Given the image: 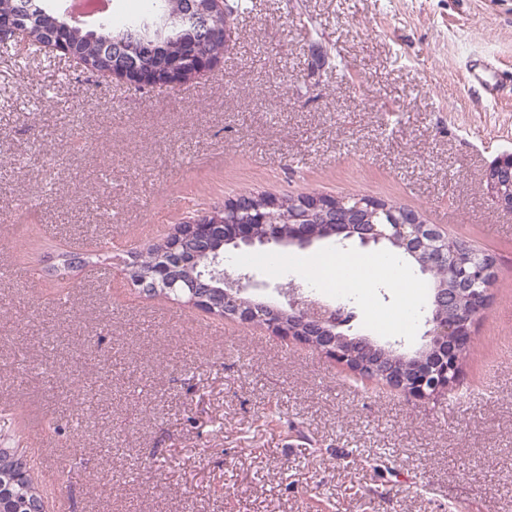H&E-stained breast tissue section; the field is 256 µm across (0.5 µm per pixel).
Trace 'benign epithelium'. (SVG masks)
<instances>
[{
  "label": "benign epithelium",
  "mask_w": 512,
  "mask_h": 512,
  "mask_svg": "<svg viewBox=\"0 0 512 512\" xmlns=\"http://www.w3.org/2000/svg\"><path fill=\"white\" fill-rule=\"evenodd\" d=\"M26 11L23 3L9 12L0 13V46L26 38ZM171 17L184 20L192 18L190 39L183 44L181 54L164 57L160 54L161 35L153 39L135 41L123 35L112 38V71L108 76L142 88L168 87L184 82L181 57L191 61L195 76L209 70L217 63V56L206 51V43L222 37L228 38L230 30L219 32L217 25H209L224 15V0H172ZM486 182L492 202L512 212V155L497 159L486 172ZM253 193L241 194L228 200L223 208L224 217L209 214L190 217L179 222L182 233L168 253L165 263L157 266L150 284L132 279L130 283L142 288L146 294L156 297L159 288H173L171 272L180 263L179 250L188 248L216 235L221 242L253 246L279 242L280 225L275 221L273 210L278 207L274 196H265L260 206L251 204ZM320 206L323 223L314 226L310 217H299V223L289 225L290 234L297 240L307 241L322 234L325 237L356 238L362 245L379 243L388 237L379 232L376 225L367 223L360 207L347 209L345 201L314 196ZM395 234L388 237L405 249L426 272L436 274L433 289L435 313L426 320L423 344L405 372L392 368L383 373V384L419 399H429L448 392L459 377L460 354L470 348L473 324L483 315L488 306V289L472 287L474 281L491 283L497 259L487 252L471 249L466 253H450L438 243L444 235L423 222L419 215L409 209L390 212ZM265 228V235L257 236L256 226ZM204 270L196 277L184 280L188 288L186 304L210 312L209 295L218 289L224 291V318L247 324L265 326L272 333L291 338L320 353L335 359L340 364L352 365L360 355L364 361L360 366L371 374L382 360H393V346L385 344L378 348L364 341L352 340L341 329L353 322V315L345 306L333 307L312 299L298 297L297 288L288 289V307L271 303L249 293L268 287L248 274H229L224 271L223 256L217 249H207Z\"/></svg>",
  "instance_id": "7a95c632"
}]
</instances>
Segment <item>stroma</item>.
<instances>
[{"mask_svg": "<svg viewBox=\"0 0 512 512\" xmlns=\"http://www.w3.org/2000/svg\"><path fill=\"white\" fill-rule=\"evenodd\" d=\"M510 153L512 0H256L167 88L0 51V448L55 512H512V212L484 182ZM242 192L392 200L496 255L457 385L416 399L126 281ZM403 270L412 326L384 332L382 279L352 327L413 347Z\"/></svg>", "mask_w": 512, "mask_h": 512, "instance_id": "obj_1", "label": "stroma"}]
</instances>
